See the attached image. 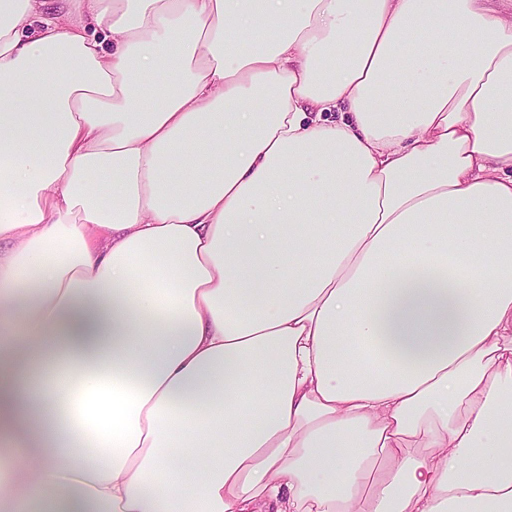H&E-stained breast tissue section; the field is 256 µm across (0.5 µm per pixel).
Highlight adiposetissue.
Returning <instances> with one entry per match:
<instances>
[{
    "label": "adipose tissue",
    "mask_w": 512,
    "mask_h": 512,
    "mask_svg": "<svg viewBox=\"0 0 512 512\" xmlns=\"http://www.w3.org/2000/svg\"><path fill=\"white\" fill-rule=\"evenodd\" d=\"M69 3L0 0V498L512 512V19Z\"/></svg>",
    "instance_id": "1"
}]
</instances>
